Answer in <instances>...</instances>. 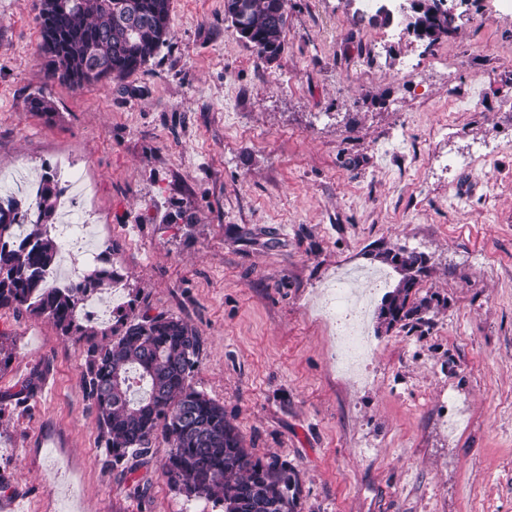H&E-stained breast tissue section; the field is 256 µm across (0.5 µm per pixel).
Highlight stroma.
Masks as SVG:
<instances>
[{"instance_id":"stroma-1","label":"stroma","mask_w":512,"mask_h":512,"mask_svg":"<svg viewBox=\"0 0 512 512\" xmlns=\"http://www.w3.org/2000/svg\"><path fill=\"white\" fill-rule=\"evenodd\" d=\"M38 5L0 0V176L84 164L124 298L198 331L192 385L295 467L298 512H512V0H466L432 50L372 22L376 0H288L271 62L224 0H172L144 71L76 90L45 78ZM39 90L52 118L26 108ZM394 246L426 254L439 303L411 331L370 320L358 384L334 366L321 291ZM0 336V477L23 512H222L171 490L159 456L113 468L84 341L9 309ZM458 398L451 437L438 420Z\"/></svg>"}]
</instances>
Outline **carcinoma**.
<instances>
[{
  "label": "carcinoma",
  "instance_id": "cac0c4a2",
  "mask_svg": "<svg viewBox=\"0 0 512 512\" xmlns=\"http://www.w3.org/2000/svg\"><path fill=\"white\" fill-rule=\"evenodd\" d=\"M40 0L37 21L45 77L70 88L123 80L141 71L170 34L171 0H85L78 7L63 0ZM224 20L249 31L246 44L269 61L284 51L288 14L284 0H224ZM406 30L433 46L432 31L455 30L427 0L405 15ZM33 112L49 115L54 107L39 90L27 99ZM57 188L44 174L37 218L28 237L17 239L15 223L30 204L0 200V309L11 308L49 318L62 334L87 338L82 385L97 416L107 454L114 467L134 471L132 461L158 452L157 437L166 448L161 475L186 499L205 498L223 512H296L301 485L294 468L277 456L260 457L245 447L241 433L228 419L224 405L195 389L191 374L197 363L200 336L178 316L160 313L118 318L111 333H101L75 318L81 302L112 282L111 248L83 280L63 288H43L55 270L58 246L51 235ZM382 261L403 277L384 296L378 323L391 329L427 323L432 298L420 295L419 276L427 257L394 247Z\"/></svg>",
  "mask_w": 512,
  "mask_h": 512
}]
</instances>
